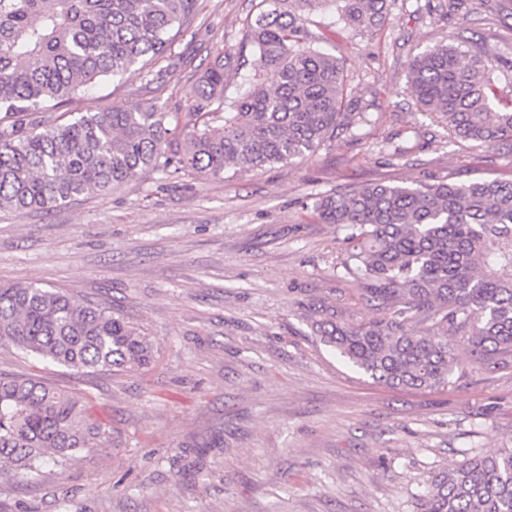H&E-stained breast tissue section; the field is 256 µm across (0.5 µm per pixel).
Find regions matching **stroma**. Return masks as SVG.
Listing matches in <instances>:
<instances>
[{
  "label": "stroma",
  "mask_w": 512,
  "mask_h": 512,
  "mask_svg": "<svg viewBox=\"0 0 512 512\" xmlns=\"http://www.w3.org/2000/svg\"><path fill=\"white\" fill-rule=\"evenodd\" d=\"M199 2L151 75L97 81L33 121L119 104L187 116L213 56L243 45L258 0ZM308 28L369 106L354 133L233 179L147 170L44 212L0 211V283L112 310L153 346L137 370L77 372L0 345L1 376L85 397L110 433L81 458L0 476V512H417L436 472L512 447V369H465L444 392L395 390L351 371L298 308L325 300L356 323L381 315L341 266L342 231L312 218L319 195L512 177V156L449 143L406 90L409 60L452 32L512 61V0H386L369 32L331 8Z\"/></svg>",
  "instance_id": "35a3bbf8"
}]
</instances>
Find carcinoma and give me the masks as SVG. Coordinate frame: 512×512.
Returning a JSON list of instances; mask_svg holds the SVG:
<instances>
[{
	"label": "carcinoma",
	"mask_w": 512,
	"mask_h": 512,
	"mask_svg": "<svg viewBox=\"0 0 512 512\" xmlns=\"http://www.w3.org/2000/svg\"><path fill=\"white\" fill-rule=\"evenodd\" d=\"M386 0H259L248 44L256 72L233 98L224 73L247 65L218 53L193 90L185 122L151 106L115 105L26 132L13 117L57 106L102 77L171 53L197 0H0V210H48L109 193L146 169L222 178L291 164L370 113L348 99L345 66L314 47L308 16L336 6L367 31ZM512 65L455 38L415 55L407 90L453 137L512 152V110L495 104ZM313 216L345 231L342 267L385 316L360 324L323 300L301 302L319 342L356 372L400 390L444 391L458 346L488 372L512 369V179L410 186L371 182L315 199ZM75 371L147 364V337L122 316L59 291L0 284V344ZM85 399L36 376L0 377V463L32 475L108 438ZM423 512H512V448L475 454L432 477Z\"/></svg>",
	"instance_id": "obj_1"
}]
</instances>
